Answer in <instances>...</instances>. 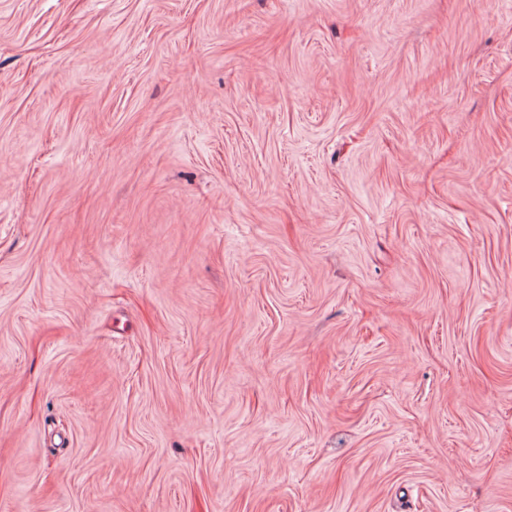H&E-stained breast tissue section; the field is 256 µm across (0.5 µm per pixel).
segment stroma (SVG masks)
<instances>
[{
	"instance_id": "obj_1",
	"label": "stroma",
	"mask_w": 512,
	"mask_h": 512,
	"mask_svg": "<svg viewBox=\"0 0 512 512\" xmlns=\"http://www.w3.org/2000/svg\"><path fill=\"white\" fill-rule=\"evenodd\" d=\"M0 512H512V0H0Z\"/></svg>"
}]
</instances>
